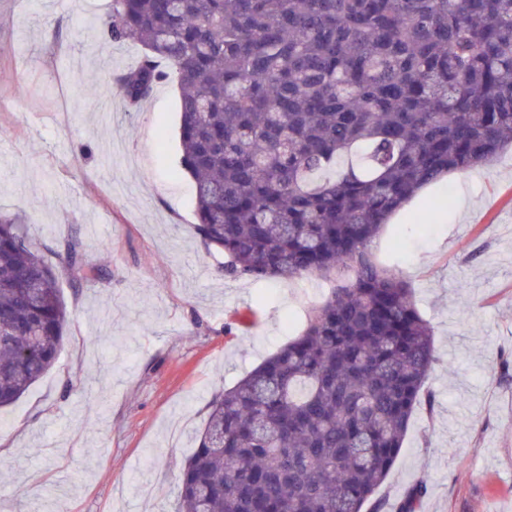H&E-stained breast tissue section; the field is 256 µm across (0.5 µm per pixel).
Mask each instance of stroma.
<instances>
[{
  "instance_id": "obj_1",
  "label": "stroma",
  "mask_w": 512,
  "mask_h": 512,
  "mask_svg": "<svg viewBox=\"0 0 512 512\" xmlns=\"http://www.w3.org/2000/svg\"><path fill=\"white\" fill-rule=\"evenodd\" d=\"M112 0H0V210L52 255L76 237L99 278L61 275L56 364L0 409V512H177L212 397L296 336L336 278L222 275L195 229L175 78L127 110L114 76L140 45L103 42ZM435 223L415 218L445 189ZM435 338L403 447L374 496L391 512H512V148L450 174L373 246Z\"/></svg>"
}]
</instances>
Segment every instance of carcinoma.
<instances>
[{
  "label": "carcinoma",
  "instance_id": "cac0c4a2",
  "mask_svg": "<svg viewBox=\"0 0 512 512\" xmlns=\"http://www.w3.org/2000/svg\"><path fill=\"white\" fill-rule=\"evenodd\" d=\"M100 27L143 48L114 77L127 110L166 77L160 62L175 73L196 229L224 275L356 269L212 398L178 512H364L436 361L412 288L372 246L420 188L512 145V0H112ZM55 255L94 280L78 239ZM67 320L56 267L0 212V408L54 366Z\"/></svg>",
  "mask_w": 512,
  "mask_h": 512
}]
</instances>
